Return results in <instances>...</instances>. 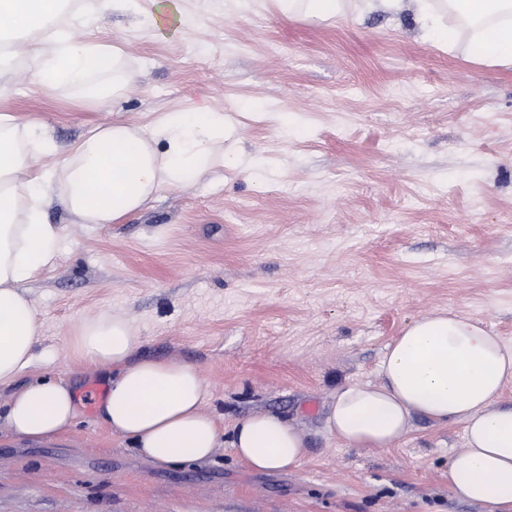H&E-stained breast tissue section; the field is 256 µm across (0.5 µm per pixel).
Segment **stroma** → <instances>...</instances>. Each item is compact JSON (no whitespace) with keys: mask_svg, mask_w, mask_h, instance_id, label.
<instances>
[{"mask_svg":"<svg viewBox=\"0 0 512 512\" xmlns=\"http://www.w3.org/2000/svg\"><path fill=\"white\" fill-rule=\"evenodd\" d=\"M161 0L104 12L79 36L119 47L134 72L119 105L0 80V114L44 123L61 147L123 119L223 113L243 168L174 185L118 224L63 225L29 286L41 323L35 374L71 383L79 415L30 441L0 424V512H496L455 497L459 423L413 422L386 448L324 427L337 387L379 382L414 319L453 310L512 344V68L475 59L467 34L433 45L413 0L327 21L275 0H171L191 25L161 33ZM102 312L134 323L139 353L195 366L222 433L259 410L309 448L257 472L221 441L210 460L159 466L87 404L72 328Z\"/></svg>","mask_w":512,"mask_h":512,"instance_id":"obj_1","label":"stroma"}]
</instances>
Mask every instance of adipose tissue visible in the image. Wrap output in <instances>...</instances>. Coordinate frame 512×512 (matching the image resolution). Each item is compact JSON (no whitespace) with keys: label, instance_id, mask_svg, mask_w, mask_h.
I'll return each instance as SVG.
<instances>
[{"label":"adipose tissue","instance_id":"obj_1","mask_svg":"<svg viewBox=\"0 0 512 512\" xmlns=\"http://www.w3.org/2000/svg\"><path fill=\"white\" fill-rule=\"evenodd\" d=\"M433 41L447 45L468 29L474 55L512 66V0H416ZM136 0H0V70L21 58L30 81L67 89L94 104L119 99L133 74L120 49L75 38L76 26L101 8L134 11ZM451 25H443L440 13ZM224 150V115L202 109L165 115L149 127L115 121L59 152L49 126L0 115V420L15 435L41 441L66 432L77 405L70 384L47 377L20 383L36 361L40 324L27 285L58 256L63 227L49 223L58 203L76 224H114L141 211L166 187L239 167ZM73 349L91 372L108 373L99 416L112 435L131 441L155 464L209 460L220 428L205 404L207 386L194 366L139 356L141 338L119 315L81 319ZM380 380L344 384L325 416L327 432L352 448H384L405 437L412 420L460 423L466 446L448 462L459 498L512 512V345L471 317L432 312L406 326L379 364ZM230 446L256 471L297 467L304 433L279 414L239 419Z\"/></svg>","mask_w":512,"mask_h":512}]
</instances>
